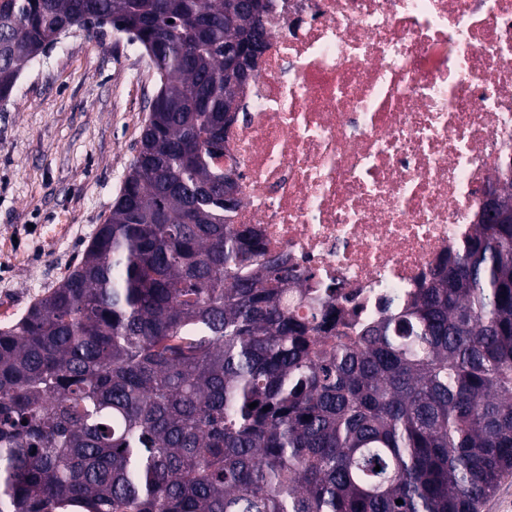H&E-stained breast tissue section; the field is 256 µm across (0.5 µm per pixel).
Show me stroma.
<instances>
[{"label": "stroma", "mask_w": 512, "mask_h": 512, "mask_svg": "<svg viewBox=\"0 0 512 512\" xmlns=\"http://www.w3.org/2000/svg\"><path fill=\"white\" fill-rule=\"evenodd\" d=\"M157 88L126 35L77 30L0 102V329L61 282L105 223Z\"/></svg>", "instance_id": "obj_1"}]
</instances>
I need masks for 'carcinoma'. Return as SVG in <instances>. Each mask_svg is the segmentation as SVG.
Segmentation results:
<instances>
[{"label":"carcinoma","mask_w":512,"mask_h":512,"mask_svg":"<svg viewBox=\"0 0 512 512\" xmlns=\"http://www.w3.org/2000/svg\"><path fill=\"white\" fill-rule=\"evenodd\" d=\"M255 2L0 0V101L55 30L108 25L159 78L105 224L0 332V512H479L512 472V199L353 336L289 311L312 274L224 222Z\"/></svg>","instance_id":"obj_1"}]
</instances>
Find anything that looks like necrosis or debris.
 Wrapping results in <instances>:
<instances>
[{
    "label": "necrosis or debris",
    "mask_w": 512,
    "mask_h": 512,
    "mask_svg": "<svg viewBox=\"0 0 512 512\" xmlns=\"http://www.w3.org/2000/svg\"><path fill=\"white\" fill-rule=\"evenodd\" d=\"M263 25L227 221L377 316L512 192V0H270Z\"/></svg>",
    "instance_id": "1"
}]
</instances>
